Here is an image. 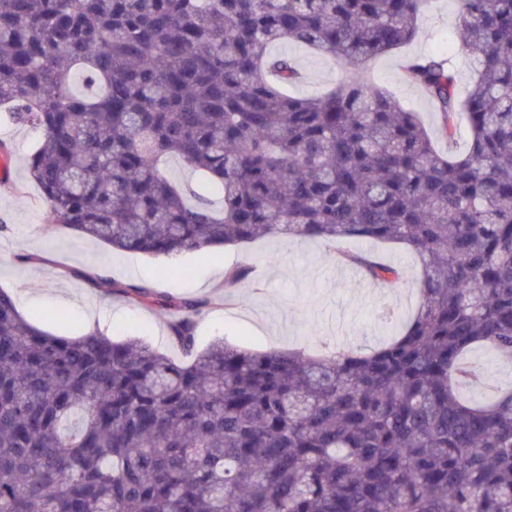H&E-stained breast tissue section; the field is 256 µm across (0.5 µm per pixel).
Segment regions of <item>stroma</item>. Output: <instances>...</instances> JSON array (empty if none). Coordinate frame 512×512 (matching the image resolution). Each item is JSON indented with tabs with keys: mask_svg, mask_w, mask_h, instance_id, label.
I'll return each instance as SVG.
<instances>
[{
	"mask_svg": "<svg viewBox=\"0 0 512 512\" xmlns=\"http://www.w3.org/2000/svg\"><path fill=\"white\" fill-rule=\"evenodd\" d=\"M455 0H431L418 20V32L408 44L369 62L375 81L407 109L417 112L440 151L447 141L438 137L439 119L421 90L407 82L403 65L411 59H449L460 87H467L474 62L460 47ZM280 51L297 62L301 80L291 94L315 97L335 86L343 69L328 55L283 43ZM40 139L30 126L0 118V141L11 148L10 182L0 185V289L13 295L20 310L44 329L80 335L89 319L101 321L113 340L136 339L175 360L181 350L171 341L172 313L155 303V296L212 300L196 316L199 348L217 340L251 350L297 348L316 354L335 348L341 332L357 346H371L397 335L419 305L415 280L417 258L401 247L375 246L374 251L396 267L400 278L386 286L364 280L357 269L337 264L321 241L265 239L236 245L216 254H182L177 259L120 252L69 229H47L45 203L26 174V159ZM37 263L23 262L26 254ZM251 264L252 278L225 289L218 264ZM116 281L150 289L154 297L141 304L106 291Z\"/></svg>",
	"mask_w": 512,
	"mask_h": 512,
	"instance_id": "1",
	"label": "stroma"
}]
</instances>
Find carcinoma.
<instances>
[{"label":"carcinoma","mask_w":512,"mask_h":512,"mask_svg":"<svg viewBox=\"0 0 512 512\" xmlns=\"http://www.w3.org/2000/svg\"><path fill=\"white\" fill-rule=\"evenodd\" d=\"M426 2L0 0V107L41 132L48 225L154 256L321 239L384 285L398 271L351 249L381 241L421 268L418 310L370 353L198 351L212 301L165 298L188 363L55 336L0 289V512H512V387L461 393L467 351L512 363V0H456L465 91L445 59L404 66L448 143L466 116L463 153L363 74L289 94L298 67L269 51L355 67L411 41ZM163 169L172 181L181 185L195 186L200 180V175L197 172L192 171L176 159L168 160Z\"/></svg>","instance_id":"obj_1"}]
</instances>
